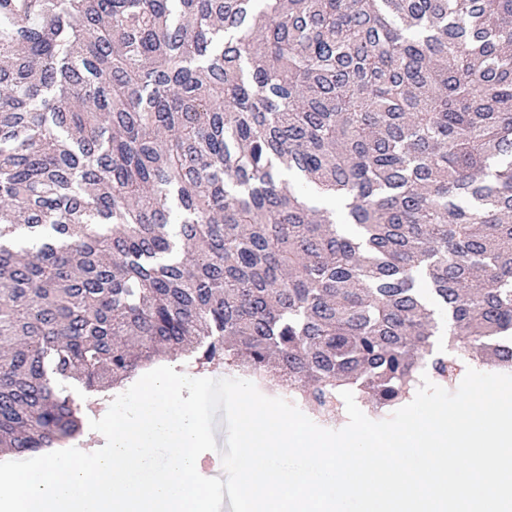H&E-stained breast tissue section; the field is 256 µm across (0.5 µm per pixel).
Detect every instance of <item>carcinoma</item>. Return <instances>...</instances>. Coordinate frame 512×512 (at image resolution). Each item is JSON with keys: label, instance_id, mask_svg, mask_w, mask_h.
Returning <instances> with one entry per match:
<instances>
[{"label": "carcinoma", "instance_id": "carcinoma-1", "mask_svg": "<svg viewBox=\"0 0 512 512\" xmlns=\"http://www.w3.org/2000/svg\"><path fill=\"white\" fill-rule=\"evenodd\" d=\"M167 354L327 420L512 372V0H0V450Z\"/></svg>", "mask_w": 512, "mask_h": 512}]
</instances>
